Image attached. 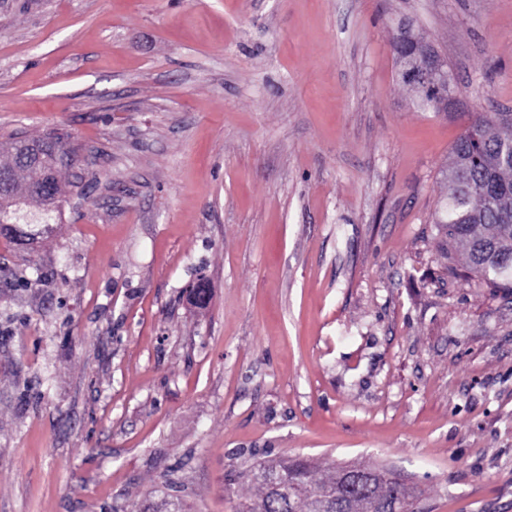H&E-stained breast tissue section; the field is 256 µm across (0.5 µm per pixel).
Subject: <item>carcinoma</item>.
I'll return each mask as SVG.
<instances>
[{
	"label": "carcinoma",
	"mask_w": 512,
	"mask_h": 512,
	"mask_svg": "<svg viewBox=\"0 0 512 512\" xmlns=\"http://www.w3.org/2000/svg\"><path fill=\"white\" fill-rule=\"evenodd\" d=\"M414 106L422 111H436L438 101L423 86H417ZM469 126L483 128L476 141L463 131L451 147L452 161L444 172L448 195L441 201L435 224L445 244L464 251L470 272L495 288H512V112L478 113ZM69 168L57 170L56 187L51 193L27 198H0V225L9 238L17 225L26 244L33 245L62 223V178ZM277 469L288 476L291 489L289 507L295 512H318L322 499L336 489L338 466L321 480L314 478L302 458L256 462L246 477L263 490L259 500L241 503L238 512H273V502L265 493L260 473ZM375 498L360 503L358 512H384L395 497L414 499L411 488L396 480L391 486L380 485Z\"/></svg>",
	"instance_id": "1"
}]
</instances>
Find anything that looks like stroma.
<instances>
[{"label":"stroma","instance_id":"obj_1","mask_svg":"<svg viewBox=\"0 0 512 512\" xmlns=\"http://www.w3.org/2000/svg\"><path fill=\"white\" fill-rule=\"evenodd\" d=\"M472 112H512V0H0V142L67 132L84 187L0 238V512H166L172 469L235 512L266 455L512 512V289L432 219ZM439 66V61L433 55L427 56L422 61L412 62L404 66L402 74L405 78L411 79L413 81L419 82L426 87L432 86L433 83H436L434 80V73L436 72ZM401 75V78L405 83L414 84L418 96L414 101V106L422 111H432L434 114H440L442 112H437L438 108V100L436 99L435 94H431L428 90H426L423 86L413 83L411 81L405 80Z\"/></svg>","mask_w":512,"mask_h":512}]
</instances>
